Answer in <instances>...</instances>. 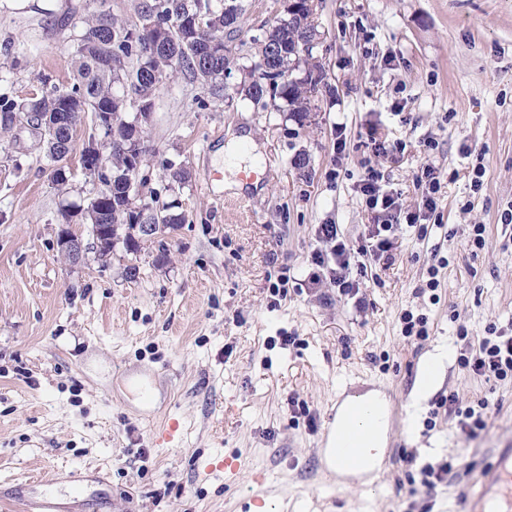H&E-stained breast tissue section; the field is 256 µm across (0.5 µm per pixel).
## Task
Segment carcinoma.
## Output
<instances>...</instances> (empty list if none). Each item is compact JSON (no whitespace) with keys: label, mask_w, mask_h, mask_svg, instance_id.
Masks as SVG:
<instances>
[{"label":"carcinoma","mask_w":512,"mask_h":512,"mask_svg":"<svg viewBox=\"0 0 512 512\" xmlns=\"http://www.w3.org/2000/svg\"><path fill=\"white\" fill-rule=\"evenodd\" d=\"M309 2L288 0L278 27L253 38L260 45L258 60L250 67V82L238 90L263 109L283 101V110L301 127L309 122L311 103L324 85L323 73L302 55V44L315 32ZM243 14V0H142L133 25L112 15L106 21L93 16L77 38L71 87H54L24 101L1 96L0 131H10L23 118L53 122L59 112L112 113V139L102 143L100 166L89 173L112 181L111 200L92 203L84 218L92 224H131L156 200L142 204L137 214L128 206L127 174L144 156L145 129L123 117L127 104H136L139 112L152 111L155 92L178 69L211 83L214 95L223 91ZM188 16L198 18L200 25L175 24ZM263 65L271 73L259 80L256 73Z\"/></svg>","instance_id":"1"}]
</instances>
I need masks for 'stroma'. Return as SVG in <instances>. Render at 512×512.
I'll return each mask as SVG.
<instances>
[{
	"mask_svg": "<svg viewBox=\"0 0 512 512\" xmlns=\"http://www.w3.org/2000/svg\"><path fill=\"white\" fill-rule=\"evenodd\" d=\"M313 51L329 86L299 127L275 106L237 94L258 54L257 28L286 0H245L238 61L212 95L179 72L154 98L144 193L184 218L166 250L116 243L73 265L56 249L60 224L98 187L71 156L66 186L50 178L41 135L27 124L0 134V500L48 496L61 512H466L494 449L512 444V383L458 364V326L484 335L512 320V247L501 215L512 204V0H314ZM140 0H0V96L15 100L74 81L73 44L85 19L109 11L138 20ZM249 132L261 154L257 183L234 192L209 173L229 132ZM394 143L377 159L383 192L416 211L433 168L438 224L429 239L398 230L395 261L363 281L364 312L313 279L315 228L341 225L352 240L374 221L359 191L370 138ZM345 141L337 151V141ZM305 155L306 168L295 167ZM183 168L172 182L168 164ZM483 164L480 190L472 169ZM487 227L478 253L464 242ZM438 304L420 290L436 256ZM287 276L285 297L268 287ZM425 314L429 335L401 334L403 310ZM293 336L283 344V336ZM444 375L417 400L428 355ZM150 375L158 397L135 405L125 382ZM377 390L391 428L376 481L354 492L328 482L321 438L337 403ZM456 392L499 408L474 440L434 402ZM306 405L292 412L293 402ZM178 420V441L156 433ZM459 457L434 491L405 484L403 453ZM235 457L234 476L207 471ZM56 481L41 486L37 476Z\"/></svg>",
	"mask_w": 512,
	"mask_h": 512,
	"instance_id": "obj_1",
	"label": "stroma"
}]
</instances>
